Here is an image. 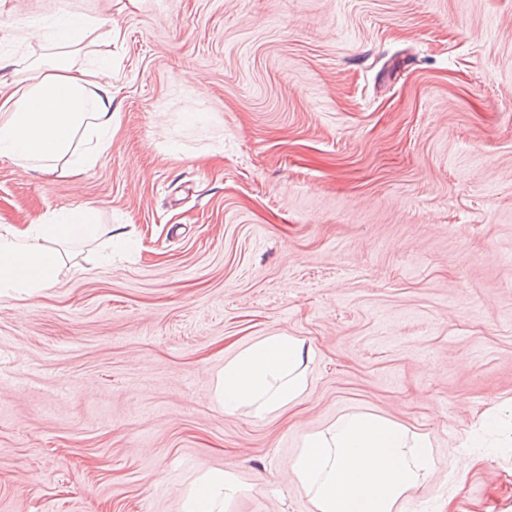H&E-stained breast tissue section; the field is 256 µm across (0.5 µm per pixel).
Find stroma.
<instances>
[{
	"label": "stroma",
	"mask_w": 512,
	"mask_h": 512,
	"mask_svg": "<svg viewBox=\"0 0 512 512\" xmlns=\"http://www.w3.org/2000/svg\"><path fill=\"white\" fill-rule=\"evenodd\" d=\"M104 21L112 143L68 177L0 158V225L92 203L55 285L0 299V512H180L208 469L228 512H313L306 432L370 412L432 440L406 512H512V0H0V59L64 58ZM314 356L259 419L210 397L274 334ZM99 23L92 19H74L70 25L58 34V43L65 47L80 45L95 30ZM500 421V415L498 413H491L489 415L484 416L482 421L479 423L478 429L475 430L471 436L463 443L459 444L455 448H449L448 456L453 459H459L462 456H466L468 454V448H475V444L477 442V431L489 427H493L498 425Z\"/></svg>",
	"instance_id": "1"
}]
</instances>
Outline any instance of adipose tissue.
Returning <instances> with one entry per match:
<instances>
[{
	"mask_svg": "<svg viewBox=\"0 0 512 512\" xmlns=\"http://www.w3.org/2000/svg\"><path fill=\"white\" fill-rule=\"evenodd\" d=\"M112 91L101 69L68 62L30 66L24 77L0 80V157L23 170L74 175L109 148ZM95 209L57 213L39 224L0 225V298H33L53 285L60 245L95 237ZM311 346L276 334L225 362L211 392L225 415L251 407L257 418L296 403L307 388ZM434 467L428 435L366 412L346 413L306 433L289 462L315 512H403ZM241 487L235 477L206 470L185 494L181 512H224Z\"/></svg>",
	"mask_w": 512,
	"mask_h": 512,
	"instance_id": "adipose-tissue-1",
	"label": "adipose tissue"
}]
</instances>
